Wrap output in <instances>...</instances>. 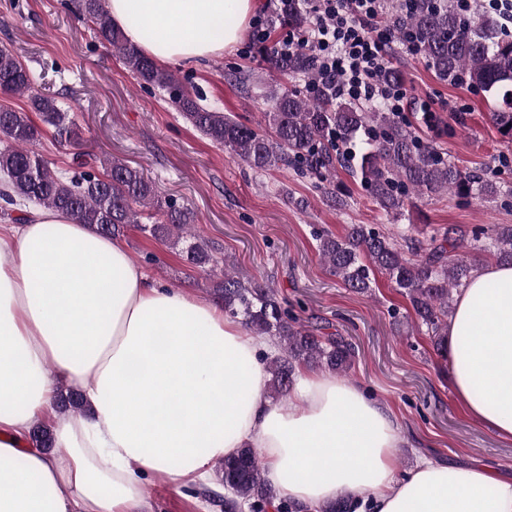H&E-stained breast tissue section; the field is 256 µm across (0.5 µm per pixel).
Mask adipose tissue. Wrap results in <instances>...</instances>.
<instances>
[{
  "mask_svg": "<svg viewBox=\"0 0 512 512\" xmlns=\"http://www.w3.org/2000/svg\"><path fill=\"white\" fill-rule=\"evenodd\" d=\"M107 8L158 63H200L239 42L254 0ZM445 344L468 415L512 437V264L463 289ZM264 349L223 307L166 288L119 240L65 213L0 226V512H145L144 479L207 486L244 447L279 498L307 512L339 499L369 512H512V478L474 465L398 475L399 423L356 384L302 370L287 401L270 403ZM60 380L85 413H57ZM41 421L55 452L32 437Z\"/></svg>",
  "mask_w": 512,
  "mask_h": 512,
  "instance_id": "obj_1",
  "label": "adipose tissue"
}]
</instances>
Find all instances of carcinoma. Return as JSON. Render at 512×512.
Returning a JSON list of instances; mask_svg holds the SVG:
<instances>
[{
  "label": "carcinoma",
  "instance_id": "cac0c4a2",
  "mask_svg": "<svg viewBox=\"0 0 512 512\" xmlns=\"http://www.w3.org/2000/svg\"><path fill=\"white\" fill-rule=\"evenodd\" d=\"M79 19L90 24L97 38L118 54L126 69L143 85L158 89L193 127L213 144L229 150L250 169L267 172L287 167L316 188L339 209L349 206L336 193V172L342 169L360 181L372 203L386 216L399 219L414 196L448 193L464 205L477 198L494 202L505 194L488 173L462 171L433 143L419 137L384 104L338 101L325 88L305 96L280 76L314 80L317 63L299 50L286 56L266 45L263 55L277 73L264 92L268 108L254 126L236 121L220 104L209 107L200 97L126 38L112 23L104 0H74ZM397 37L414 42L415 50L435 75L451 84H468L487 94L489 118L502 139L512 143V34L478 10L463 11L455 0H414L397 15ZM302 29L309 14L302 0H282L271 26ZM36 77L19 56L0 47V93L21 95L29 109L0 105V198L18 212L20 224L32 206L61 211L78 224L116 237L135 224L151 237L181 247L185 260L206 272L213 295L224 312L238 319L253 335L269 337L280 354L267 362L272 396L288 398L298 365L324 368L336 375L349 372L356 351L341 336H317L301 323L294 308L284 305L277 291L240 279L230 263L191 232L193 212L156 187L134 167L116 157L99 160L92 173L57 169L36 150L41 126L62 146L82 140L70 110L35 90ZM39 116L37 125L30 113ZM318 251L330 274L356 293H366L375 275H385L412 308L417 324L439 338L448 326L454 292L483 269L485 262L512 264V224L450 225L427 238L387 234L372 224H350L343 235L315 232ZM60 410L78 413L80 395L59 398ZM227 493L224 512H295L277 501L263 477V462L252 448L218 463Z\"/></svg>",
  "mask_w": 512,
  "mask_h": 512
}]
</instances>
